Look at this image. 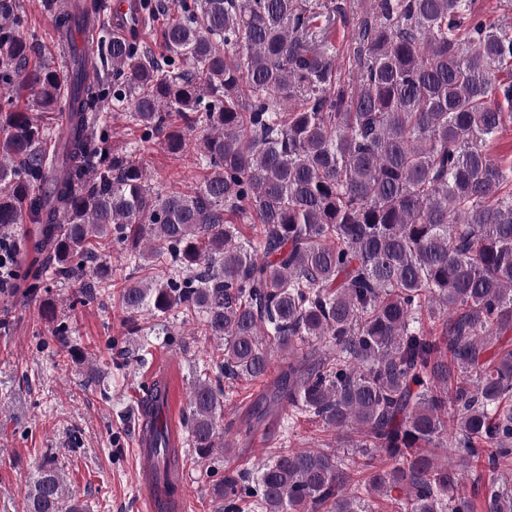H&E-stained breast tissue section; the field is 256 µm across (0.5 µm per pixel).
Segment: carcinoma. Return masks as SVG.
Segmentation results:
<instances>
[{
	"instance_id": "obj_1",
	"label": "carcinoma",
	"mask_w": 512,
	"mask_h": 512,
	"mask_svg": "<svg viewBox=\"0 0 512 512\" xmlns=\"http://www.w3.org/2000/svg\"><path fill=\"white\" fill-rule=\"evenodd\" d=\"M45 2L59 29L101 8ZM473 3L176 0L162 57L109 41L106 101L74 47L65 72L29 66L25 11L0 0V232L42 225L33 291L49 275L82 305L118 295L130 335L175 310L217 340L181 460L215 512H512V160L487 149L512 122V30ZM165 11L142 0L139 21ZM338 20L352 22L341 47ZM24 90L60 122L21 108ZM106 103L142 142L194 155L199 187L152 190L112 153ZM114 245L125 274L104 261ZM276 356L236 434L310 420L340 442L225 468L227 389ZM163 405L157 388L141 418L167 465ZM22 512H84L57 457Z\"/></svg>"
}]
</instances>
